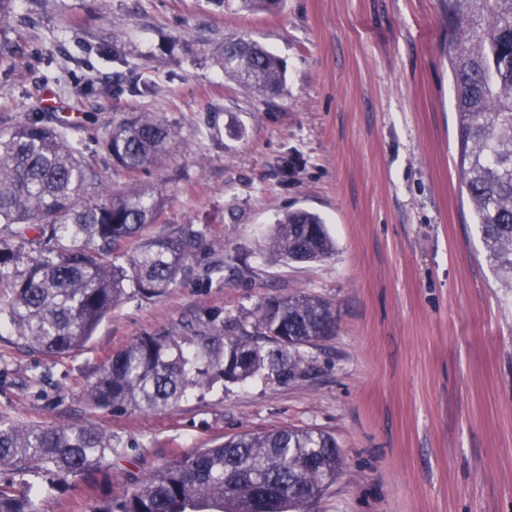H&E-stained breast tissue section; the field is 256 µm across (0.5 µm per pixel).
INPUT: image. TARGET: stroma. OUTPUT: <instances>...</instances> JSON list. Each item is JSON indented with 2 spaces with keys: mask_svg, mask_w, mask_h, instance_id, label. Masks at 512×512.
Segmentation results:
<instances>
[{
  "mask_svg": "<svg viewBox=\"0 0 512 512\" xmlns=\"http://www.w3.org/2000/svg\"><path fill=\"white\" fill-rule=\"evenodd\" d=\"M447 7L286 0L253 14L205 0H15L0 32L19 28L22 57L0 73V130L49 109L100 136L124 113H159L179 136L139 175L166 198L150 232H203L191 273L152 299L129 291L75 355L50 358L0 329V416L92 426L123 449L66 487L26 475L39 512H90L177 455L280 428L328 432L342 452L343 473L311 512H512V289L460 191ZM235 35L283 61V94L224 77L210 50ZM112 38L129 65L148 67L153 96L125 90L100 58ZM296 208L324 219L331 257L286 265L265 252L277 215ZM243 263L246 280L232 272ZM293 292L336 311L334 335L302 349L304 377L218 382L157 413L89 405L102 363L136 339Z\"/></svg>",
  "mask_w": 512,
  "mask_h": 512,
  "instance_id": "35a3bbf8",
  "label": "stroma"
}]
</instances>
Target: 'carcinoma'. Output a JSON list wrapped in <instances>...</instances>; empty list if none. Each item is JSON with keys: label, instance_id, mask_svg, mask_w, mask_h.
Listing matches in <instances>:
<instances>
[{"label": "carcinoma", "instance_id": "obj_1", "mask_svg": "<svg viewBox=\"0 0 512 512\" xmlns=\"http://www.w3.org/2000/svg\"><path fill=\"white\" fill-rule=\"evenodd\" d=\"M217 10L281 9L284 0H207ZM448 60L455 89L461 187L480 226L487 260L512 288V0H448ZM18 42L0 36V67L10 71ZM224 76L247 91L280 95L285 73L267 48L250 38L224 40L214 51ZM132 93L151 96L142 71L125 79ZM60 116L34 114L0 132V224L21 243L38 245L25 270L0 240V317L26 347L50 357L82 350L99 324L135 289L166 293L190 270L203 232L178 227L162 236L145 230L164 204L157 187L132 180L108 190L95 156ZM154 112H131L96 140L112 169L135 176L159 162L174 137ZM97 201H91V198ZM138 238L122 264L115 244ZM268 250L285 263L324 259L334 242L316 214L282 213ZM331 305L305 293L265 297L244 319L211 321L185 336H142L113 355L86 390L95 409L159 412L214 381L255 377L286 383L304 373L300 349L335 332ZM122 449L93 427L26 425L0 417V512H37L17 493L14 477L44 473L62 485L104 466ZM342 469L336 438L316 429L281 428L239 434L162 465L119 499L91 512H309Z\"/></svg>", "mask_w": 512, "mask_h": 512}]
</instances>
